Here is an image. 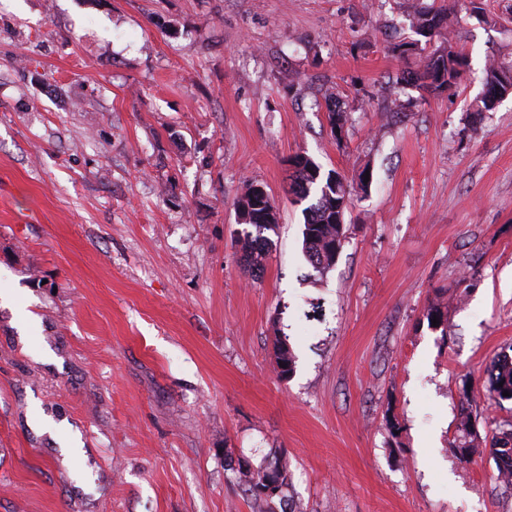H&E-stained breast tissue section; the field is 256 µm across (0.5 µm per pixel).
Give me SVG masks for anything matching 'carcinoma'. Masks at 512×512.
<instances>
[{
	"label": "carcinoma",
	"mask_w": 512,
	"mask_h": 512,
	"mask_svg": "<svg viewBox=\"0 0 512 512\" xmlns=\"http://www.w3.org/2000/svg\"><path fill=\"white\" fill-rule=\"evenodd\" d=\"M445 8L414 9L411 14L413 32L431 42L436 37H443ZM402 53L419 56L416 68L405 70L396 75V81L411 83L431 93H442L455 87L461 79L465 57L456 50L449 38L430 53H425L419 40L402 44ZM483 92L472 108L476 113L489 112L494 109L497 101L491 93H500L512 86V64L492 62L486 65L482 77ZM292 173L289 175L288 193L298 202L308 200L311 192H316L313 202L303 209V250L308 262L317 272H322L335 264L342 242L345 240V215L352 191L357 189L366 195L372 182H364L365 173H360L357 187H351L345 178L335 171L327 174L322 167L305 154H298L289 159ZM237 210L248 213L250 223L264 231H273L279 223V211L275 204L259 199L256 194V183L248 182L237 200ZM241 250V261L247 272L253 274L262 270L263 261L268 251L270 240L258 233L246 232L244 238L238 240ZM490 391L497 394L501 387H512V356L502 355L488 371ZM459 425L460 447L465 455L477 449L483 439L476 429L469 403L461 404ZM490 454L494 460L497 475H512V429L501 430L492 435ZM275 468L279 485L285 484L287 462L273 456L268 464L256 471L240 470V479L249 486L255 498L269 500L266 486L262 483V472Z\"/></svg>",
	"instance_id": "cac0c4a2"
}]
</instances>
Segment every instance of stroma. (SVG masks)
<instances>
[{
  "mask_svg": "<svg viewBox=\"0 0 512 512\" xmlns=\"http://www.w3.org/2000/svg\"><path fill=\"white\" fill-rule=\"evenodd\" d=\"M445 2L466 66L431 94L392 77L433 0H0V512H512L488 447L457 448L462 402L512 426L487 375L512 355V95L469 111L512 0ZM299 153L373 172L321 273ZM248 181L280 215L257 278ZM275 454L255 500L238 469ZM240 245L241 261L247 272L256 273L263 268V261L268 251L270 240L263 235V232L257 233L253 236L251 232H245L244 238L238 240ZM272 467L275 468L276 470V473H277V476H278V480H279V485L278 487L276 488V490L278 492H282V489L283 488V485L285 484V473H286V470H287V462L278 457L277 455H274L271 459V461L268 462V464L265 466V467H261L260 469L256 470V471H250L248 469L244 470L243 468H239L240 469V479L243 480L246 484H248L249 486V491L252 492L253 496H255V499H260V500H269V499H272V498H269V496H272V495H269L266 493L265 489H266V486L261 482L262 481V472L268 470V469H271ZM276 473L274 471H268L267 472V475L265 476V480H266V485L268 486V489H267V492L268 493H272V489L274 487H276ZM277 492V493H278ZM280 492V494H281ZM275 493V494H277ZM274 494V495H275ZM268 496V497H267Z\"/></svg>",
  "mask_w": 512,
  "mask_h": 512,
  "instance_id": "obj_1",
  "label": "stroma"
}]
</instances>
